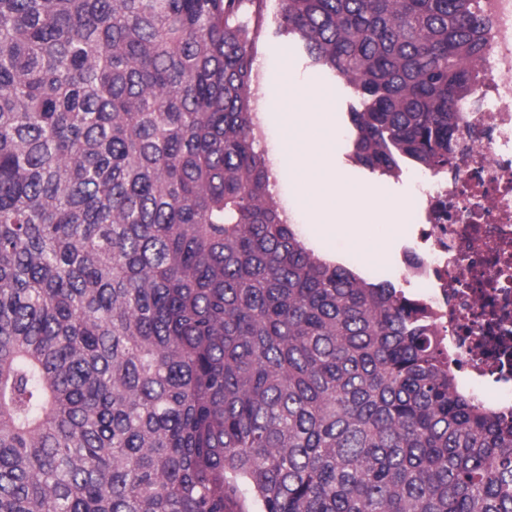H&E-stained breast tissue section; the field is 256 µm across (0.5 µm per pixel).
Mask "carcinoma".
Masks as SVG:
<instances>
[{
	"label": "carcinoma",
	"instance_id": "1",
	"mask_svg": "<svg viewBox=\"0 0 512 512\" xmlns=\"http://www.w3.org/2000/svg\"><path fill=\"white\" fill-rule=\"evenodd\" d=\"M352 159L448 169L479 0H278ZM264 0H0V512H512L430 311L299 239Z\"/></svg>",
	"mask_w": 512,
	"mask_h": 512
}]
</instances>
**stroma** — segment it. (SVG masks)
<instances>
[{
	"instance_id": "35a3bbf8",
	"label": "stroma",
	"mask_w": 512,
	"mask_h": 512,
	"mask_svg": "<svg viewBox=\"0 0 512 512\" xmlns=\"http://www.w3.org/2000/svg\"><path fill=\"white\" fill-rule=\"evenodd\" d=\"M278 0H265L262 32L254 49L253 108L255 112H274L281 106V97L288 89L289 81L314 89L320 94L335 98L336 114V164L351 183L368 187L378 201L408 199L412 192L407 177H394L372 172L356 165L351 159L348 112L358 100L342 81L331 80L311 61L308 54L285 35L278 33L275 16ZM271 184L280 206L293 224L297 235L308 247L325 258L346 266L361 277L373 280H391L410 297H418L424 287L400 272L404 248L416 245L417 227L404 222L391 240L385 259L367 260L363 254L347 242L333 244L316 242L313 224L307 209L299 199L295 186L286 171L272 169Z\"/></svg>"
}]
</instances>
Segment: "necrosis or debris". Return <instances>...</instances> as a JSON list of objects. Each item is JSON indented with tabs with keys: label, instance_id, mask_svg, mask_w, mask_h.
<instances>
[{
	"label": "necrosis or debris",
	"instance_id": "obj_1",
	"mask_svg": "<svg viewBox=\"0 0 512 512\" xmlns=\"http://www.w3.org/2000/svg\"><path fill=\"white\" fill-rule=\"evenodd\" d=\"M488 47L483 83L459 108L456 151L446 171L414 176L420 244L402 256L425 283L421 301L453 352L461 387L512 413V0H481Z\"/></svg>",
	"mask_w": 512,
	"mask_h": 512
}]
</instances>
